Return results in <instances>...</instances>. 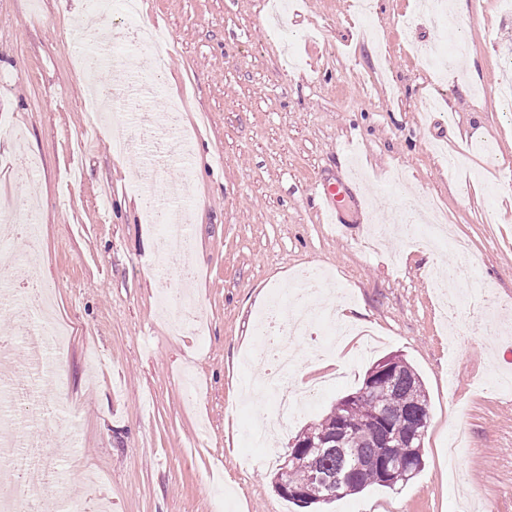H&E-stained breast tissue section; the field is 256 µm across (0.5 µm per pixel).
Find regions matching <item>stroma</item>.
<instances>
[{"label":"stroma","instance_id":"obj_1","mask_svg":"<svg viewBox=\"0 0 512 512\" xmlns=\"http://www.w3.org/2000/svg\"><path fill=\"white\" fill-rule=\"evenodd\" d=\"M374 2L365 22L355 0H288L269 25L264 12L279 0H140L139 23L166 35L130 55L159 85L147 111L185 100L186 128L209 115L189 146L191 250L161 273L132 177L151 160L164 183H181L180 159L163 138L118 155L97 134L73 151L87 116L70 34L86 0H0V183L14 219L33 209L39 224L36 239L13 244V261L0 257V277L24 263L74 326L40 381L48 403L19 412L40 421L45 450L63 453L81 512H214L216 487L232 491L226 512H302L273 487L279 455L393 354L428 394L424 467L407 486L372 485L320 512H512V338L484 331L512 325V111L499 94L512 79V13L462 0L433 19L418 0ZM460 40L476 73L428 65L429 46ZM15 127L22 143L8 136ZM25 156L39 160L28 180L18 175ZM397 168L449 225L440 246L370 237L399 204ZM352 176L370 186L372 209L337 203V230L322 223L310 186L343 189ZM461 244L475 264L436 288L424 265L448 269ZM186 264L193 313L180 303ZM308 266L331 277L325 303L380 340L317 359L315 337H291L302 366L289 381L330 384L260 464L247 437L264 431L271 408L249 406L237 425L230 411L244 374L267 375L243 364L259 313ZM59 409L73 429L52 425ZM453 435L462 452L452 470Z\"/></svg>","mask_w":512,"mask_h":512}]
</instances>
